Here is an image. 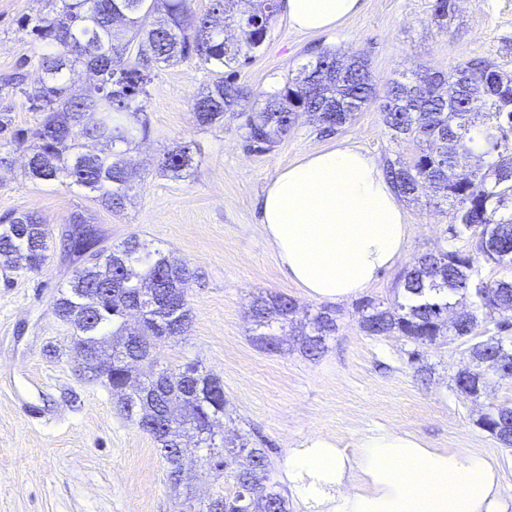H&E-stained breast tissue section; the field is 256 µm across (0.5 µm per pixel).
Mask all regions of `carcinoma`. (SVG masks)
Here are the masks:
<instances>
[{
	"label": "carcinoma",
	"instance_id": "carcinoma-1",
	"mask_svg": "<svg viewBox=\"0 0 512 512\" xmlns=\"http://www.w3.org/2000/svg\"><path fill=\"white\" fill-rule=\"evenodd\" d=\"M51 12L23 17L21 28L51 51L37 60L39 76L26 84L22 72L13 74L30 109L43 114L33 130L14 129L0 119V170L12 166L11 148L29 144L27 174L34 181L61 182L93 193L94 201L113 213L125 209L133 180L126 154L136 140L150 135L144 101L150 96L153 69L193 59L211 66L215 74L207 91L192 102L200 126H210L226 112L246 115L247 146L269 151L295 128L304 114H313L320 136L328 137L350 123L356 113L378 105L391 139L416 144L410 161H387L384 172L403 197L415 200L425 182L449 206L450 234L475 241L474 252L441 249L426 254L401 280L404 302L382 309L371 301L361 305L360 328L368 336L398 334L417 344L451 336L461 345L493 357L500 350L512 356L511 336L478 339L479 320L512 312V280L493 283L473 278L482 257L512 265V75L490 58L458 64L444 74L424 71L389 79L379 86L367 59L340 63L337 53L319 52L301 64L278 91L262 93L243 108L250 93L224 69L247 65L267 37L280 0H210L204 14L191 0H49ZM138 39L131 57V41ZM82 69L96 78L95 93L78 89L71 75ZM481 141L482 164L464 158ZM162 170L185 177L194 167L192 148L180 143L164 150ZM96 252L106 255L87 263L80 249L60 237L33 212L0 217V267L38 272L51 251L61 245L74 264L72 276L54 299L56 316L73 329L82 351L108 355V387L126 418L157 443L168 465L173 491H183L189 512H247L251 500L264 512H288L286 497L272 482V449L263 440L210 430L195 448L218 482V491L205 502H194L189 475L178 476L176 464L184 448L171 445L182 430L217 423L228 414V400L219 377L196 362L165 367L171 377L163 387L133 375L145 364L154 366L151 349L165 334L184 335L190 323L186 282L193 276L187 262L132 236L118 245L96 239ZM294 300L269 292L257 297L250 316L256 343L280 347L277 331L291 322ZM337 323L328 311L310 319L297 344L307 356L323 352L336 335ZM491 385L482 371L470 379L455 375L456 391L477 398ZM172 398L178 409L165 418L160 410ZM512 405L498 404L480 415V425L496 427ZM233 492L224 494V483Z\"/></svg>",
	"mask_w": 512,
	"mask_h": 512
}]
</instances>
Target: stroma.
Here are the masks:
<instances>
[{"label":"stroma","mask_w":512,"mask_h":512,"mask_svg":"<svg viewBox=\"0 0 512 512\" xmlns=\"http://www.w3.org/2000/svg\"><path fill=\"white\" fill-rule=\"evenodd\" d=\"M434 2L364 0L358 15L324 33L299 32L278 15L237 81L255 94L275 91L324 49L368 57L379 84L422 68L445 73L482 57L512 72V0H457L444 25L434 19ZM48 10L46 0H0V117L16 128L36 127L43 116L4 79L22 65L36 80V61L46 51L18 21ZM213 79L195 61L156 69L144 104L152 133L130 154L137 175L120 214L80 187L25 179L18 152L13 173L0 180V215L37 212L58 235L81 207L109 244L137 236L186 260L194 273L187 285L191 324L183 339L158 344L156 360L166 367L196 359L218 375L232 412L226 429L259 433L273 458L315 433L335 436L350 451L368 428H397L429 447L480 452L499 463L501 493L512 505V449L476 424L488 402L512 404V381L495 385L488 400L459 395L453 377L467 355L458 343L423 347L429 372L417 376L409 359L413 343L395 334L365 335L352 300L333 304L338 331L318 357L294 348L271 352L252 340L248 309L261 293L294 298L299 322L321 307L284 277L264 239L257 201L269 179L336 141L381 165L410 158L415 145L393 141L373 104L334 136H320L303 119L272 151L250 153L237 113L196 125L192 99ZM180 142L193 143L195 165L185 178L163 176L162 150ZM405 208L411 226L405 252L365 293L384 307L393 303L402 271L420 255L474 248L471 239L451 240L448 213L435 206L431 190ZM72 271L56 253L41 271L0 279V512H177L180 499L156 443L126 419L108 388L82 375L72 330L53 311L57 289Z\"/></svg>","instance_id":"stroma-1"}]
</instances>
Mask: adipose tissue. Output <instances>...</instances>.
I'll return each instance as SVG.
<instances>
[{"label":"adipose tissue","instance_id":"adipose-tissue-1","mask_svg":"<svg viewBox=\"0 0 512 512\" xmlns=\"http://www.w3.org/2000/svg\"><path fill=\"white\" fill-rule=\"evenodd\" d=\"M301 32L335 28L362 0H283ZM282 272L318 301L370 288L404 253L411 226L399 195L362 149L320 148L279 169L258 201ZM299 512H507L496 467L479 452L428 447L395 428L366 431L354 451L315 433L279 463Z\"/></svg>","mask_w":512,"mask_h":512}]
</instances>
